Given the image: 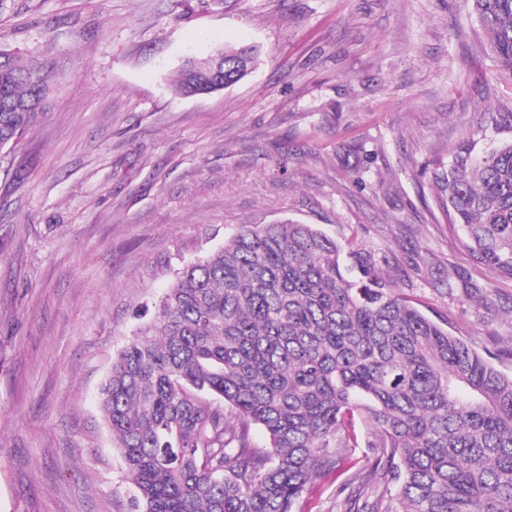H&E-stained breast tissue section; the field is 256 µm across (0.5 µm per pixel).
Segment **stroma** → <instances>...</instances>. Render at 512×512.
<instances>
[{
    "label": "stroma",
    "mask_w": 512,
    "mask_h": 512,
    "mask_svg": "<svg viewBox=\"0 0 512 512\" xmlns=\"http://www.w3.org/2000/svg\"><path fill=\"white\" fill-rule=\"evenodd\" d=\"M256 68L175 96L187 56ZM43 119L0 152V512H132L98 408L118 350L188 264L292 220L397 268L400 292L512 373V280L448 231L433 172L512 113L466 0H0ZM466 281L449 282L450 271ZM224 49L220 48L215 51L212 58V71L214 74L224 72V87L226 88L248 75L255 61L256 49L245 45L225 46Z\"/></svg>",
    "instance_id": "stroma-1"
}]
</instances>
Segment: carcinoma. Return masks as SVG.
Masks as SVG:
<instances>
[{
  "mask_svg": "<svg viewBox=\"0 0 512 512\" xmlns=\"http://www.w3.org/2000/svg\"><path fill=\"white\" fill-rule=\"evenodd\" d=\"M512 71V0H469ZM225 47L224 86L253 66ZM211 58L182 62L178 96ZM48 75L0 51V151L45 112ZM448 230L512 280V140L470 141L434 173ZM99 406L135 489L133 512H297L359 447L343 512H512V374L434 321L371 254L292 221L245 225L187 265L112 363ZM261 426L269 446L255 448ZM358 435L360 441V448H354L352 456L348 460V462L344 465V470H347L351 467V469L343 474L339 481H341L346 476L350 475L354 471H356L364 462V456L370 455L372 448H368V441L371 440L370 430L363 426H358ZM338 481V482H339Z\"/></svg>",
  "mask_w": 512,
  "mask_h": 512,
  "instance_id": "1",
  "label": "carcinoma"
}]
</instances>
